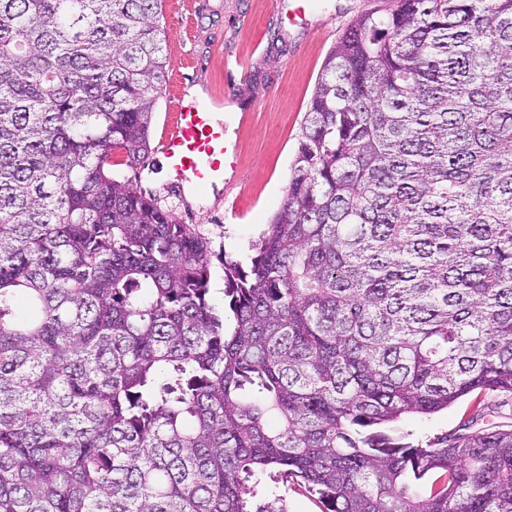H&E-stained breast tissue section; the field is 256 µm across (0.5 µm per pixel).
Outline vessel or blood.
Here are the masks:
<instances>
[{
	"label": "vessel or blood",
	"instance_id": "b4317fda",
	"mask_svg": "<svg viewBox=\"0 0 512 512\" xmlns=\"http://www.w3.org/2000/svg\"><path fill=\"white\" fill-rule=\"evenodd\" d=\"M178 194L217 189L227 167L224 115L202 100L177 96L157 146Z\"/></svg>",
	"mask_w": 512,
	"mask_h": 512
}]
</instances>
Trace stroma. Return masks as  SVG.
<instances>
[{
  "label": "stroma",
  "instance_id": "obj_1",
  "mask_svg": "<svg viewBox=\"0 0 512 512\" xmlns=\"http://www.w3.org/2000/svg\"><path fill=\"white\" fill-rule=\"evenodd\" d=\"M378 0H164L166 85L157 104L151 135L159 137L176 94L200 88L207 102L222 108L225 146L237 178L220 201L202 192L196 202L164 192L172 180L159 163L125 167L112 161L133 183L157 191L162 206L195 227L209 243L210 299L224 304V259H243L269 224L288 188L305 114L324 61L356 15ZM482 418L474 396L448 410L411 416L394 425L393 435L425 442L464 433L469 420L478 428H512V393L491 392Z\"/></svg>",
  "mask_w": 512,
  "mask_h": 512
}]
</instances>
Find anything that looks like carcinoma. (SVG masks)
Instances as JSON below:
<instances>
[{
    "label": "carcinoma",
    "mask_w": 512,
    "mask_h": 512,
    "mask_svg": "<svg viewBox=\"0 0 512 512\" xmlns=\"http://www.w3.org/2000/svg\"><path fill=\"white\" fill-rule=\"evenodd\" d=\"M162 0H0V512H512V0H392L325 59L288 189L210 301L206 238L112 171ZM271 482V498L254 502ZM477 392L459 399L455 404L434 415L410 416L402 422L385 430L389 435L398 437L402 433L410 436L404 442L425 443L434 438H442L446 434L467 433L475 429L494 430L512 428V393L489 392L486 402L489 408L483 411V417L474 425L464 426L475 414L474 404ZM279 494L286 500L288 512H327L326 502L304 484L280 482Z\"/></svg>",
    "instance_id": "cac0c4a2"
}]
</instances>
